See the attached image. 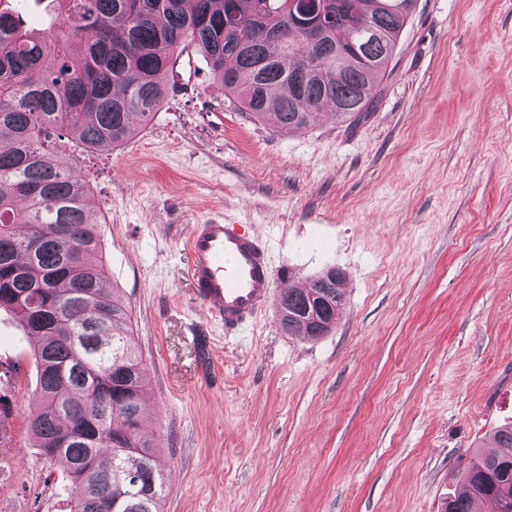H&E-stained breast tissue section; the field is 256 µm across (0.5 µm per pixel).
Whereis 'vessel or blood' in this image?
<instances>
[{"instance_id":"vessel-or-blood-1","label":"vessel or blood","mask_w":512,"mask_h":512,"mask_svg":"<svg viewBox=\"0 0 512 512\" xmlns=\"http://www.w3.org/2000/svg\"><path fill=\"white\" fill-rule=\"evenodd\" d=\"M186 249L194 294L225 334L241 333L267 309L274 295L270 257L243 225L220 220L193 225Z\"/></svg>"}]
</instances>
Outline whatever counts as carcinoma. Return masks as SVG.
Returning <instances> with one entry per match:
<instances>
[{
  "instance_id": "1",
  "label": "carcinoma",
  "mask_w": 512,
  "mask_h": 512,
  "mask_svg": "<svg viewBox=\"0 0 512 512\" xmlns=\"http://www.w3.org/2000/svg\"><path fill=\"white\" fill-rule=\"evenodd\" d=\"M36 34L0 0V310L21 317L39 363L33 447L71 483L69 512H160L164 465L144 432L143 360L129 307L104 286L101 234L77 164L55 140L119 148L167 98L182 45L207 58L224 92L282 132L329 113L359 121L390 76L415 0H323L332 23L309 42L295 0H50ZM344 273L326 268L277 297L287 336L336 322ZM479 500L512 512V424L477 449L444 512Z\"/></svg>"
}]
</instances>
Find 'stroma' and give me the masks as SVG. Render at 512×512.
<instances>
[{"mask_svg": "<svg viewBox=\"0 0 512 512\" xmlns=\"http://www.w3.org/2000/svg\"><path fill=\"white\" fill-rule=\"evenodd\" d=\"M377 104L289 134L233 109L202 55L136 136L78 159L107 285L142 352L161 512H441L512 421V0H417ZM209 218L243 224L275 279L346 274L328 335L269 307L228 336L188 276ZM38 365L0 311V512H64L32 448Z\"/></svg>", "mask_w": 512, "mask_h": 512, "instance_id": "1", "label": "stroma"}]
</instances>
